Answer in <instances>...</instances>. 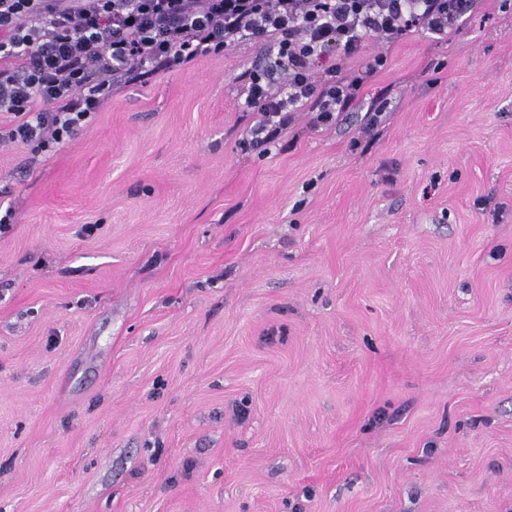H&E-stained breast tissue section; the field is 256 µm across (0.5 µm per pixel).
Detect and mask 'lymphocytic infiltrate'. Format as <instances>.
Returning a JSON list of instances; mask_svg holds the SVG:
<instances>
[{"label":"lymphocytic infiltrate","mask_w":512,"mask_h":512,"mask_svg":"<svg viewBox=\"0 0 512 512\" xmlns=\"http://www.w3.org/2000/svg\"><path fill=\"white\" fill-rule=\"evenodd\" d=\"M471 0H0V143L50 151L72 138L119 79L141 80L223 53L251 39L271 60L237 81L254 112L245 142L279 140L292 115L331 120L352 98L344 59L367 39L435 35L467 14Z\"/></svg>","instance_id":"f902f5d3"}]
</instances>
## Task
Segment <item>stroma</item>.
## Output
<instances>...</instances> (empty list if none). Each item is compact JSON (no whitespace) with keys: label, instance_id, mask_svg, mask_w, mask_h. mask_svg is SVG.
I'll return each instance as SVG.
<instances>
[{"label":"stroma","instance_id":"1","mask_svg":"<svg viewBox=\"0 0 512 512\" xmlns=\"http://www.w3.org/2000/svg\"><path fill=\"white\" fill-rule=\"evenodd\" d=\"M266 62L0 145V512H512V0L262 154Z\"/></svg>","mask_w":512,"mask_h":512}]
</instances>
